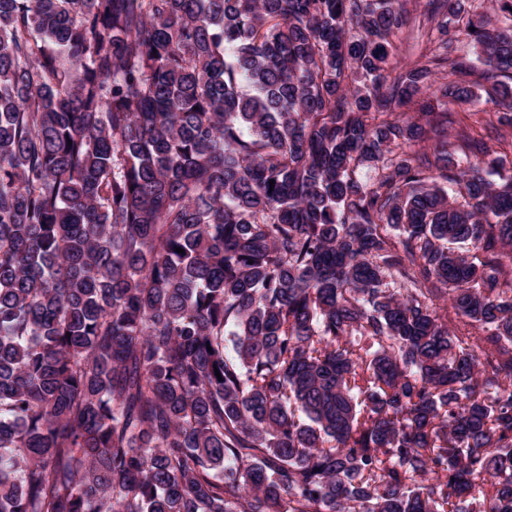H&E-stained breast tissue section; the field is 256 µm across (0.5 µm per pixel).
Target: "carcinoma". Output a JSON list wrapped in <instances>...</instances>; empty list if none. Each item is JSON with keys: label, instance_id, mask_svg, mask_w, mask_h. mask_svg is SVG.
<instances>
[{"label": "carcinoma", "instance_id": "cac0c4a2", "mask_svg": "<svg viewBox=\"0 0 512 512\" xmlns=\"http://www.w3.org/2000/svg\"><path fill=\"white\" fill-rule=\"evenodd\" d=\"M490 3L0 0V512H512ZM407 1L408 8L412 13L413 23L410 29L404 28L393 36L395 49L393 50L392 62L397 69L411 64L417 59L421 46H425L427 32L430 27L425 15L427 0Z\"/></svg>", "mask_w": 512, "mask_h": 512}]
</instances>
